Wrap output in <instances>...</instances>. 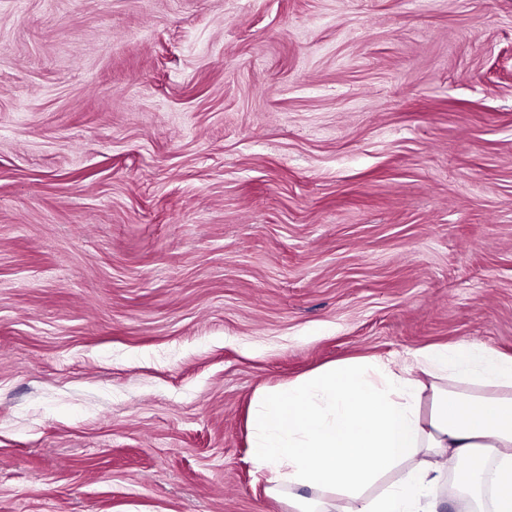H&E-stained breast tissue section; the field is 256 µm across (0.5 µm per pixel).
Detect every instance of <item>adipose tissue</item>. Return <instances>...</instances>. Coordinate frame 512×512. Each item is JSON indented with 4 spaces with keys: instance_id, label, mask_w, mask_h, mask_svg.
<instances>
[{
    "instance_id": "ef3b65f1",
    "label": "adipose tissue",
    "mask_w": 512,
    "mask_h": 512,
    "mask_svg": "<svg viewBox=\"0 0 512 512\" xmlns=\"http://www.w3.org/2000/svg\"><path fill=\"white\" fill-rule=\"evenodd\" d=\"M251 460L289 512H512V356L435 345L259 393Z\"/></svg>"
}]
</instances>
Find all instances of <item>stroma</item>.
I'll return each instance as SVG.
<instances>
[{
    "label": "stroma",
    "mask_w": 512,
    "mask_h": 512,
    "mask_svg": "<svg viewBox=\"0 0 512 512\" xmlns=\"http://www.w3.org/2000/svg\"><path fill=\"white\" fill-rule=\"evenodd\" d=\"M512 355V0H0V512H288L263 390Z\"/></svg>",
    "instance_id": "stroma-1"
}]
</instances>
